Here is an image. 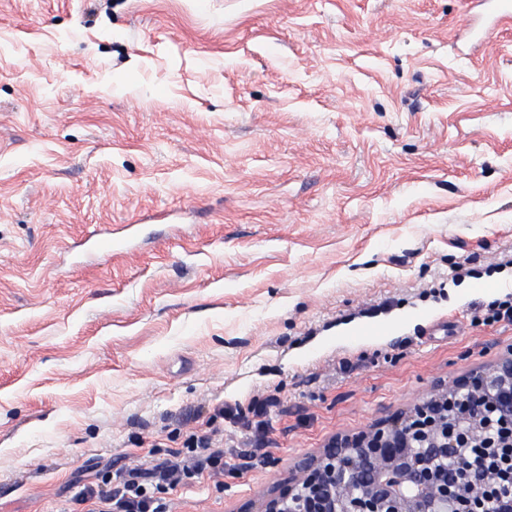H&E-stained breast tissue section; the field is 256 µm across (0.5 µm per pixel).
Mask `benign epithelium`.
I'll use <instances>...</instances> for the list:
<instances>
[{"instance_id":"7a95c632","label":"benign epithelium","mask_w":512,"mask_h":512,"mask_svg":"<svg viewBox=\"0 0 512 512\" xmlns=\"http://www.w3.org/2000/svg\"><path fill=\"white\" fill-rule=\"evenodd\" d=\"M477 401L512 423V349L411 408L332 436L237 512H476L491 475L471 478L450 460L465 444L492 445Z\"/></svg>"}]
</instances>
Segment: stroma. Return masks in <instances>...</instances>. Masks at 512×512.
<instances>
[{
  "mask_svg": "<svg viewBox=\"0 0 512 512\" xmlns=\"http://www.w3.org/2000/svg\"><path fill=\"white\" fill-rule=\"evenodd\" d=\"M480 11L0 0V512L213 430L223 478L163 498L235 512L512 346L474 314L512 291V24Z\"/></svg>",
  "mask_w": 512,
  "mask_h": 512,
  "instance_id": "1",
  "label": "stroma"
}]
</instances>
